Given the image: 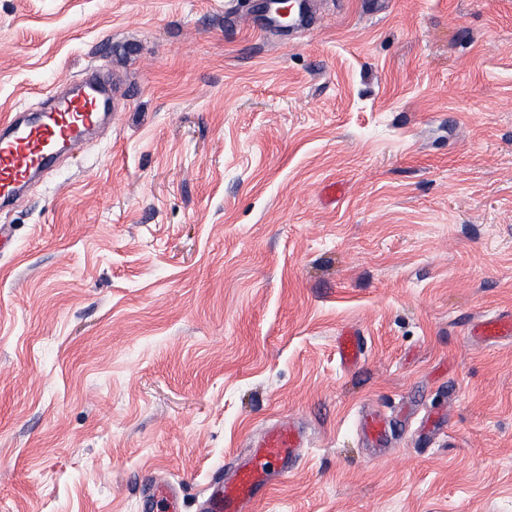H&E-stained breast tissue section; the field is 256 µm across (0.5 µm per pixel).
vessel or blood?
Wrapping results in <instances>:
<instances>
[{"label": "vessel or blood", "instance_id": "vessel-or-blood-1", "mask_svg": "<svg viewBox=\"0 0 512 512\" xmlns=\"http://www.w3.org/2000/svg\"><path fill=\"white\" fill-rule=\"evenodd\" d=\"M107 92L88 82L77 93L57 94L39 115L0 126V207L13 204L18 192L34 175L53 169L62 151L82 147L87 134L101 120ZM474 335L493 341L512 334V314L486 318ZM342 364L357 363L363 343L357 330H344L337 340ZM299 437L288 425L263 434L255 451L238 464L229 482L215 484L205 499L204 512H250L258 491L270 485L272 474L287 466ZM180 494L168 482L156 481L143 499L145 512H179Z\"/></svg>", "mask_w": 512, "mask_h": 512}]
</instances>
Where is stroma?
<instances>
[{"label":"stroma","mask_w":512,"mask_h":512,"mask_svg":"<svg viewBox=\"0 0 512 512\" xmlns=\"http://www.w3.org/2000/svg\"><path fill=\"white\" fill-rule=\"evenodd\" d=\"M309 6L0 0V120L115 89L0 211V512H142L159 478L201 512L281 422L307 441L253 512H512V336L471 334L512 311V0ZM356 329L344 330L337 340V353L343 365L357 363L364 354L363 343Z\"/></svg>","instance_id":"35a3bbf8"}]
</instances>
